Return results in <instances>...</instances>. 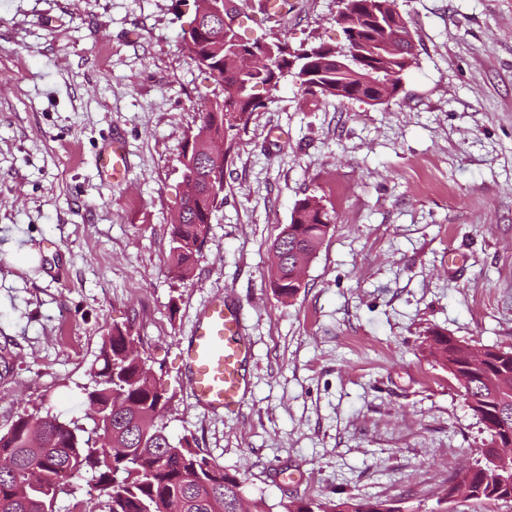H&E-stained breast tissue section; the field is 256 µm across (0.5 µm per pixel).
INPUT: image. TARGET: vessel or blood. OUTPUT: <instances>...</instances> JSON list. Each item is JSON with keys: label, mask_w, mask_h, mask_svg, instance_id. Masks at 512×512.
<instances>
[{"label": "vessel or blood", "mask_w": 512, "mask_h": 512, "mask_svg": "<svg viewBox=\"0 0 512 512\" xmlns=\"http://www.w3.org/2000/svg\"><path fill=\"white\" fill-rule=\"evenodd\" d=\"M127 166L122 141L103 149L100 168L116 176ZM238 310L222 297L212 298L198 313L180 354L188 372L194 400L211 414L239 409L247 392L243 365L250 353Z\"/></svg>", "instance_id": "obj_1"}]
</instances>
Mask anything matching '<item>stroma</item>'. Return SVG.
Returning a JSON list of instances; mask_svg holds the SVG:
<instances>
[{
  "instance_id": "35a3bbf8",
  "label": "stroma",
  "mask_w": 512,
  "mask_h": 512,
  "mask_svg": "<svg viewBox=\"0 0 512 512\" xmlns=\"http://www.w3.org/2000/svg\"><path fill=\"white\" fill-rule=\"evenodd\" d=\"M240 31L340 42L336 0H295ZM416 62L397 96L319 100L285 82L224 142L193 274L169 271L182 155L212 79L189 58L193 0H0V430L85 419L103 336L132 326L170 396L172 437L244 473L246 497L386 500L397 512H512L447 501L488 435L432 332L512 349V0H397ZM125 145L119 181L96 158ZM332 226L290 299L269 247L295 202ZM31 250L39 261L19 260ZM217 295L250 341L246 398L197 406L179 345Z\"/></svg>"
}]
</instances>
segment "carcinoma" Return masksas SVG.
Here are the masks:
<instances>
[{
  "label": "carcinoma",
  "mask_w": 512,
  "mask_h": 512,
  "mask_svg": "<svg viewBox=\"0 0 512 512\" xmlns=\"http://www.w3.org/2000/svg\"><path fill=\"white\" fill-rule=\"evenodd\" d=\"M344 21L353 24L351 45L355 51L347 60L349 68H336V54L343 44L301 43L294 50H306L312 88L306 93L338 100L372 99L366 84L394 76L389 97L401 88L402 75L413 65L414 54L389 52L380 22L395 20L396 0H346ZM199 34L186 44L190 59L211 75L230 85L210 109L200 113V125L193 137L196 144L227 139L251 114L266 107L255 93L263 85L271 94L278 90L288 57L275 56L271 67L241 73L235 69L236 48L263 53L279 49L282 41L274 32L254 39L239 33L219 42L213 40L214 22L194 16ZM214 163L184 165L187 179L202 183L199 194L186 203L172 229V271L181 278L191 275L195 257L204 243L224 189V165L219 177L211 179ZM331 214L321 200L307 196L297 201L291 222L284 226L270 247V282L281 296L299 290L298 260L313 259L331 227ZM441 347L440 360L448 372L470 376L468 404L473 416L490 437L478 451L473 465L463 471L471 497L489 503L512 498V353L500 354L496 347L477 360L458 340L443 333L431 335ZM140 337L131 327H112L103 338L90 366L86 400L95 408L88 429L77 419H62L51 413L22 414L8 429L0 431V460L11 463L0 471V512H55L60 494H73L64 482L90 477L103 497L102 512H171L173 502L184 512H272L262 498L247 499L246 481L231 474L200 451L196 440L186 435L173 438L165 422L170 397L159 389L146 359L139 350ZM131 401L137 410L114 411L118 400ZM279 512H395L386 501L350 498L296 499L278 504Z\"/></svg>",
  "instance_id": "cac0c4a2"
}]
</instances>
